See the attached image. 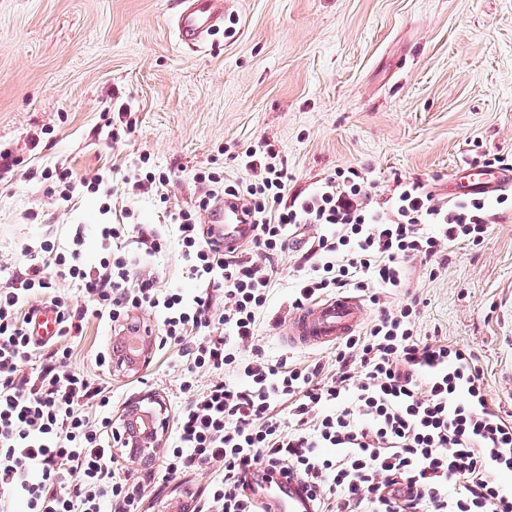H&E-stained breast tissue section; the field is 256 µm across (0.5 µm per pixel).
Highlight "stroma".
<instances>
[{"label": "stroma", "mask_w": 512, "mask_h": 512, "mask_svg": "<svg viewBox=\"0 0 512 512\" xmlns=\"http://www.w3.org/2000/svg\"><path fill=\"white\" fill-rule=\"evenodd\" d=\"M178 8V0H0V151L15 160L0 174V265L28 243L66 245L78 228L93 265L102 253L98 225L127 213L137 224L162 222L157 197L127 182L143 156L169 175L172 209L200 196L195 170L215 161L226 177L247 178L233 154L266 143L288 169L292 198L350 167L365 168L381 204L405 178L430 181L444 196L449 171L474 156L512 160V0H232L223 29L198 49L176 37ZM59 161L75 176L110 179L111 197L57 201L42 180L20 179ZM489 215L480 245L447 248L434 276L411 263L407 294L380 300L393 308L414 295L418 336L471 348L490 407L507 417L512 206L491 204ZM298 262L292 251L277 261L258 345L272 361L286 354L328 365L334 348L292 347L282 334ZM138 270L188 296L198 287L172 233ZM130 321L153 340L138 368L96 367L117 335L96 319L73 340L70 363L108 387L114 429L130 406L159 399L167 445L187 400L182 383L203 387L212 376L158 347L157 314L137 310ZM113 455L116 477L143 489L144 512H196L212 478L204 469L167 475L158 449L133 459L117 447Z\"/></svg>", "instance_id": "1"}]
</instances>
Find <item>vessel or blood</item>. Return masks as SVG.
<instances>
[{"mask_svg":"<svg viewBox=\"0 0 512 512\" xmlns=\"http://www.w3.org/2000/svg\"><path fill=\"white\" fill-rule=\"evenodd\" d=\"M227 0H180L173 17L178 40L187 47L202 46L224 23ZM512 189V171H484L475 165L448 177V196L456 199L471 194L497 195ZM207 225L225 250L238 248L252 233L244 223L240 204L225 201L207 213ZM367 316L360 298L348 293L320 299L292 313L286 323L291 345L325 347L359 330ZM265 486L271 492L273 512H311L295 480L273 475Z\"/></svg>","mask_w":512,"mask_h":512,"instance_id":"obj_1","label":"vessel or blood"}]
</instances>
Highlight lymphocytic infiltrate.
I'll return each instance as SVG.
<instances>
[{
  "mask_svg": "<svg viewBox=\"0 0 512 512\" xmlns=\"http://www.w3.org/2000/svg\"><path fill=\"white\" fill-rule=\"evenodd\" d=\"M241 164L251 172L245 182L197 170L203 193L174 217L187 275L199 284L193 297L139 273L123 246L132 232L141 251L159 254L158 224L101 225L94 266L82 260L78 233L68 247L21 249L0 282V492L20 496L26 512H102L106 497L118 512H141L139 488L112 472L111 398L70 367L67 341L82 335L88 317L120 325L133 311L156 310L163 344L214 376L203 388L184 382L188 402L162 454L167 473L213 471L199 512H263L249 492L261 471L294 475L313 512H512V486L498 479L512 472V421L488 405L469 348L418 336L416 300L380 307L368 329L343 339L332 373L318 362L272 363L258 350L241 360L234 350L255 340L271 261L302 227L318 235L298 266L292 307L346 288L378 304L379 291L404 287L412 261L479 244L490 231L485 198L447 203L408 180L390 206L377 207L362 172L346 169L292 201L273 149H246ZM40 177L65 201L79 188L111 192L100 175L76 181L62 163ZM223 199L243 205L255 257L225 255L202 231L200 213ZM41 301L58 320L46 341L31 327ZM228 368L235 380L223 379Z\"/></svg>",
  "mask_w": 512,
  "mask_h": 512,
  "instance_id": "1",
  "label": "lymphocytic infiltrate"
}]
</instances>
